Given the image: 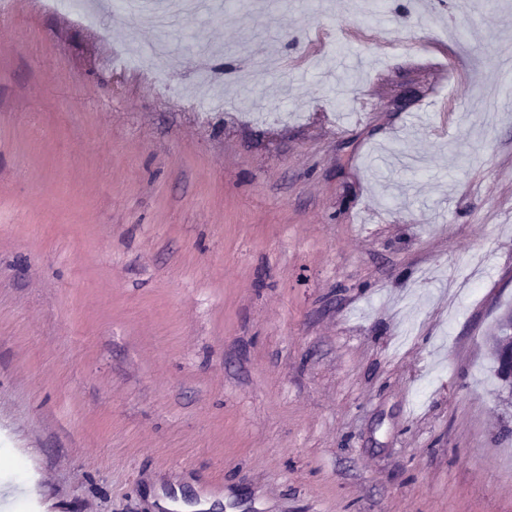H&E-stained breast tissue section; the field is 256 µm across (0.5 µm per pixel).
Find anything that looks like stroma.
I'll return each instance as SVG.
<instances>
[{"label":"stroma","instance_id":"stroma-1","mask_svg":"<svg viewBox=\"0 0 512 512\" xmlns=\"http://www.w3.org/2000/svg\"><path fill=\"white\" fill-rule=\"evenodd\" d=\"M67 2L0 9V512H512V0L182 15L156 70ZM509 327L511 328V335H512L511 311H510V315L509 316L507 315L505 322H503V320L501 321L500 326H499V334L497 336L493 337L491 347H490V355H491V358L495 365L496 377L500 381H502L505 386L508 384L504 377V371H503V370H506L508 367V360H507V357L505 354L507 347H504V353H502V351H501L502 345H500L499 340H500L501 336H503L505 339V342L508 343L509 345L511 344L512 338H511V336H507V331H508Z\"/></svg>","mask_w":512,"mask_h":512}]
</instances>
